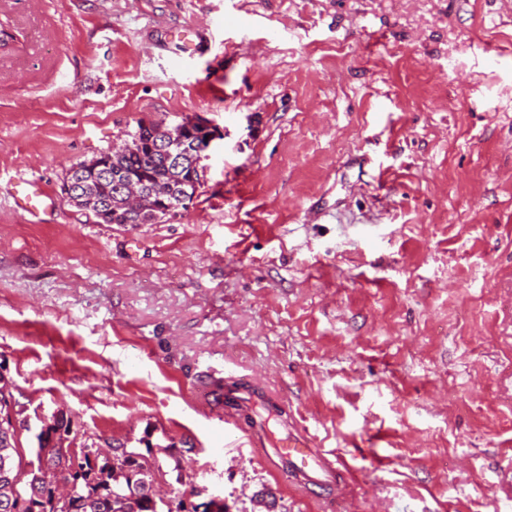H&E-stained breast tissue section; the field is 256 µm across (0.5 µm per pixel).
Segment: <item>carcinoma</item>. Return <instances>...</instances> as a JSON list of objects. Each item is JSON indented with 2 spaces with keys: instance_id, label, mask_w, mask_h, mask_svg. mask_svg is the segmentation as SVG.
<instances>
[{
  "instance_id": "cac0c4a2",
  "label": "carcinoma",
  "mask_w": 512,
  "mask_h": 512,
  "mask_svg": "<svg viewBox=\"0 0 512 512\" xmlns=\"http://www.w3.org/2000/svg\"><path fill=\"white\" fill-rule=\"evenodd\" d=\"M172 126L140 122L130 140L107 154L112 176L85 173L88 162L70 167L68 174L82 182V201L97 212L99 224H152L159 192L193 194L201 186L202 166L185 136L184 163L172 168L147 151V143L162 140ZM131 181L141 192L139 210H127L115 180ZM15 386L0 374V512H173L170 504L152 492L163 463L157 453L174 457V443L146 445V452L119 446L110 457L94 446L75 450L66 444L69 425L52 414L47 429L37 434L36 461L22 465L15 417L24 413L14 395Z\"/></svg>"
}]
</instances>
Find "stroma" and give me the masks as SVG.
Masks as SVG:
<instances>
[{
	"label": "stroma",
	"mask_w": 512,
	"mask_h": 512,
	"mask_svg": "<svg viewBox=\"0 0 512 512\" xmlns=\"http://www.w3.org/2000/svg\"><path fill=\"white\" fill-rule=\"evenodd\" d=\"M0 371L33 459L169 439L171 504L330 512L213 395L279 393L355 512H512V0H0ZM202 118L192 207L99 224L69 168ZM57 208L17 210L19 178Z\"/></svg>",
	"instance_id": "obj_1"
}]
</instances>
